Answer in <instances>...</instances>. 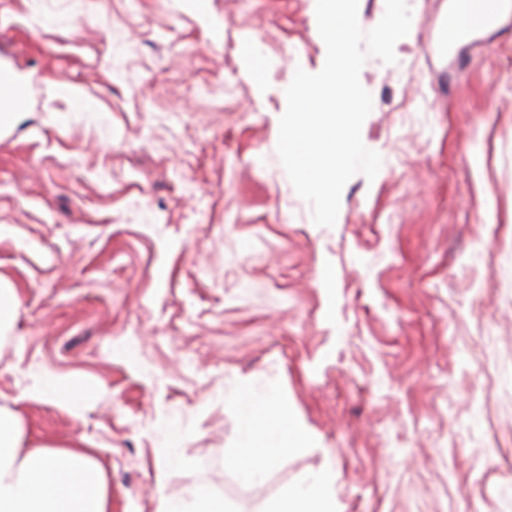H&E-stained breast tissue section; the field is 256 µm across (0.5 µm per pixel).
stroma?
<instances>
[{
  "instance_id": "1",
  "label": "stroma",
  "mask_w": 512,
  "mask_h": 512,
  "mask_svg": "<svg viewBox=\"0 0 512 512\" xmlns=\"http://www.w3.org/2000/svg\"><path fill=\"white\" fill-rule=\"evenodd\" d=\"M448 3L367 57L382 165L320 227L276 152L316 0H0V408L91 442L112 512H262L322 472L336 512H512V11L449 51ZM267 378L306 441L247 484L233 394ZM20 304V297L14 288L0 282V332L2 326L13 319V315ZM37 392L46 402L53 404L65 403L73 409L82 406L86 398L91 394L88 386H68L60 378L48 371H44L43 379ZM224 498L204 485L188 488L185 495L171 497L160 491L155 512H227Z\"/></svg>"
}]
</instances>
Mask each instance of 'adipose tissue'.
<instances>
[{
	"mask_svg": "<svg viewBox=\"0 0 512 512\" xmlns=\"http://www.w3.org/2000/svg\"><path fill=\"white\" fill-rule=\"evenodd\" d=\"M276 381L261 380L236 394L240 440L227 457L247 483L262 482L281 457L303 440L278 405ZM22 417L0 409V512H112L104 469L91 448L27 447ZM155 512H228L223 497L195 485L184 495H159ZM269 512H336L322 474L287 491Z\"/></svg>",
	"mask_w": 512,
	"mask_h": 512,
	"instance_id": "adipose-tissue-1",
	"label": "adipose tissue"
}]
</instances>
